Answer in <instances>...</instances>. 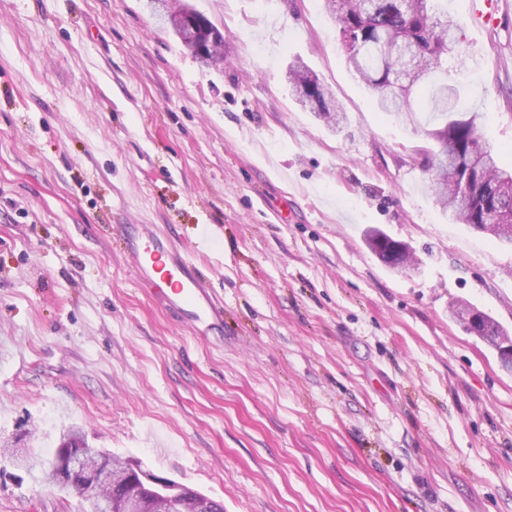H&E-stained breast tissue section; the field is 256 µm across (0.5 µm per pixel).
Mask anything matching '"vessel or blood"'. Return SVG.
<instances>
[{
    "mask_svg": "<svg viewBox=\"0 0 512 512\" xmlns=\"http://www.w3.org/2000/svg\"><path fill=\"white\" fill-rule=\"evenodd\" d=\"M468 22L490 30L497 23L500 0H469ZM124 249L137 272L167 308L201 339L223 338L224 306L186 251L150 224L122 227Z\"/></svg>",
    "mask_w": 512,
    "mask_h": 512,
    "instance_id": "b4317fda",
    "label": "vessel or blood"
}]
</instances>
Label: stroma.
Returning <instances> with one entry per match:
<instances>
[{
	"label": "stroma",
	"instance_id": "1",
	"mask_svg": "<svg viewBox=\"0 0 512 512\" xmlns=\"http://www.w3.org/2000/svg\"><path fill=\"white\" fill-rule=\"evenodd\" d=\"M224 33L202 66L147 0H0V445L59 430L224 512H512V374L452 308L512 335V249L443 213L425 112H379L322 0H176ZM448 0L465 104L512 168V0ZM305 62L343 108L292 99ZM191 247L224 341L172 317L110 237ZM407 245L398 271L369 247ZM0 512H92L0 453ZM501 3L499 0H469L468 22L485 30L493 29L497 23Z\"/></svg>",
	"mask_w": 512,
	"mask_h": 512
}]
</instances>
